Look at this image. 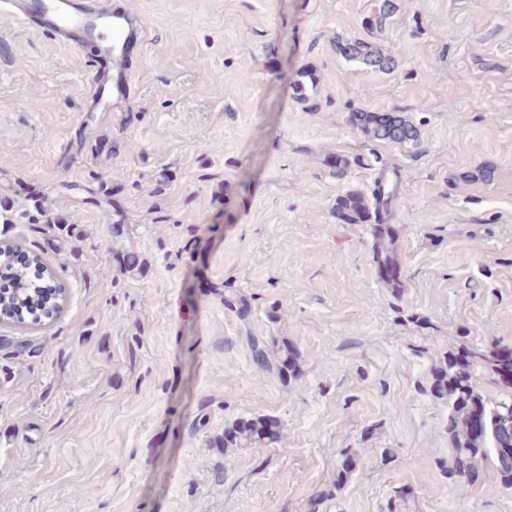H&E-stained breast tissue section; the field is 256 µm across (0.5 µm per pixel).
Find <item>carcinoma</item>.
<instances>
[{
  "instance_id": "obj_1",
  "label": "carcinoma",
  "mask_w": 512,
  "mask_h": 512,
  "mask_svg": "<svg viewBox=\"0 0 512 512\" xmlns=\"http://www.w3.org/2000/svg\"><path fill=\"white\" fill-rule=\"evenodd\" d=\"M393 12L391 0L375 5L368 24L381 29ZM336 51L346 60L366 68L390 73L397 60L375 43L361 38L340 41ZM350 125L372 141L397 145L415 144L420 138L418 126L397 112L356 110L349 113ZM371 211L363 195L348 192L336 202L337 218L345 224H360L370 218ZM448 352V360L438 372L439 388L448 399V433L453 443V456L448 466V479L478 481L479 465L490 462L500 481L512 487V362L498 351L479 346L467 348V361ZM487 375L497 388L489 396L480 385L479 375ZM277 437L265 418L241 422L224 433V448H242L270 442Z\"/></svg>"
}]
</instances>
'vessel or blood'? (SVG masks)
Here are the masks:
<instances>
[{"instance_id":"obj_1","label":"vessel or blood","mask_w":512,"mask_h":512,"mask_svg":"<svg viewBox=\"0 0 512 512\" xmlns=\"http://www.w3.org/2000/svg\"><path fill=\"white\" fill-rule=\"evenodd\" d=\"M0 17L86 48L92 106L108 112L145 54L142 23L111 0H0Z\"/></svg>"}]
</instances>
